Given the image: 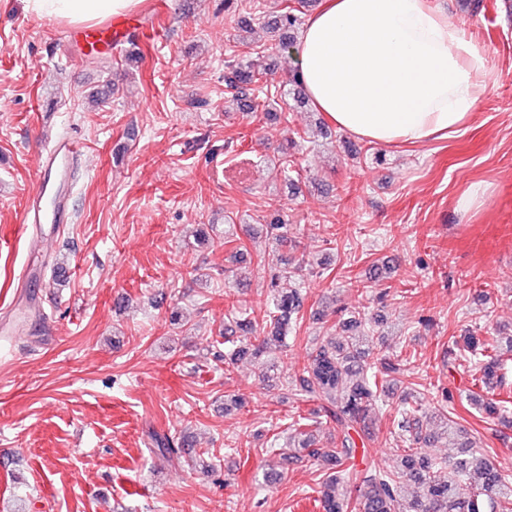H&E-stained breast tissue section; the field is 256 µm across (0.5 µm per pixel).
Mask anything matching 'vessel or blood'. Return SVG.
<instances>
[{
	"label": "vessel or blood",
	"instance_id": "obj_1",
	"mask_svg": "<svg viewBox=\"0 0 512 512\" xmlns=\"http://www.w3.org/2000/svg\"><path fill=\"white\" fill-rule=\"evenodd\" d=\"M145 32L133 18H120L101 27L69 30L64 39L89 48L103 45L105 51L132 44ZM84 144L67 136L44 148L37 168V181L24 200L21 228L32 252H40L50 226L72 223L75 173L83 163Z\"/></svg>",
	"mask_w": 512,
	"mask_h": 512
}]
</instances>
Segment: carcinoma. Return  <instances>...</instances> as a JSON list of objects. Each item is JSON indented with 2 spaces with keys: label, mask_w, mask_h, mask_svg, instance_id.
I'll list each match as a JSON object with an SVG mask.
<instances>
[{
  "label": "carcinoma",
  "mask_w": 512,
  "mask_h": 512,
  "mask_svg": "<svg viewBox=\"0 0 512 512\" xmlns=\"http://www.w3.org/2000/svg\"><path fill=\"white\" fill-rule=\"evenodd\" d=\"M299 25L300 17L288 6L264 22V27L284 50L296 41ZM263 74L265 70L252 61L226 66L224 84L231 89V102L238 109L251 111L259 107V95L264 93V87L256 83ZM272 291V307L265 328L259 331L249 321L237 323L254 333L255 343L233 351L231 358L246 355L259 358L273 342L281 350L287 348L292 323L304 307L303 296L297 288L284 291L274 287ZM360 325L355 318L343 320L339 328L345 335L325 337L295 381V390L320 401L323 411V420L315 422L314 429L299 432L294 449L295 456L303 453L327 470L320 484L322 512H512V475L499 470L470 444L461 445L457 455L439 462L420 456L415 448L397 449L400 464L393 468L367 459L366 444L376 435L371 412L385 393L388 379L404 374L407 358L399 353L378 367L367 363L365 346L370 339L357 333ZM458 350L479 359L480 382L490 386L498 380L504 355L512 356V336L485 339L470 336ZM428 414L448 434L457 431L448 408L428 413L421 398L407 396L395 408L398 436L416 444L429 439L430 434L423 432L422 426V417ZM325 429L332 439L330 448L321 446L319 434ZM152 442L155 453L163 457L192 454L204 469H211L186 435L155 434ZM359 452L363 468L353 470L349 463ZM470 479L476 481V491L463 497L458 484ZM351 484L359 486L355 497L348 492Z\"/></svg>",
  "instance_id": "cac0c4a2"
}]
</instances>
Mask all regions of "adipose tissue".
Masks as SVG:
<instances>
[{"label": "adipose tissue", "mask_w": 512, "mask_h": 512, "mask_svg": "<svg viewBox=\"0 0 512 512\" xmlns=\"http://www.w3.org/2000/svg\"><path fill=\"white\" fill-rule=\"evenodd\" d=\"M29 13L93 25L142 0H25ZM305 90L339 129L385 146L458 133L488 93L487 58L433 0H321L293 49Z\"/></svg>", "instance_id": "adipose-tissue-1"}]
</instances>
